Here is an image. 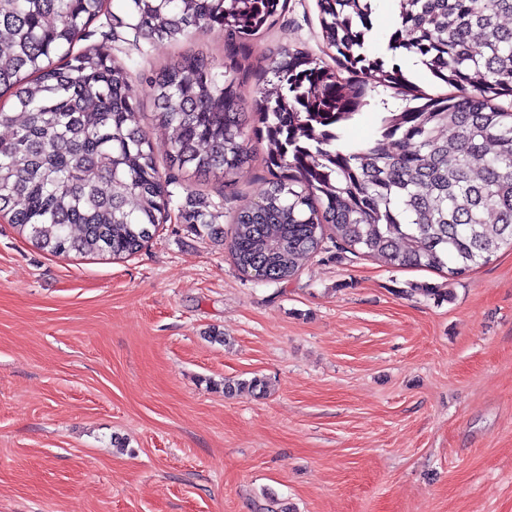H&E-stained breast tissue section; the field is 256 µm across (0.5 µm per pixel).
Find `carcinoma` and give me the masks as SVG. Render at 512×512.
<instances>
[{"label": "carcinoma", "mask_w": 512, "mask_h": 512, "mask_svg": "<svg viewBox=\"0 0 512 512\" xmlns=\"http://www.w3.org/2000/svg\"><path fill=\"white\" fill-rule=\"evenodd\" d=\"M111 2L0 0V97L14 103L0 108V213L40 248L135 255L171 218L169 186L208 175L227 189L259 157L270 178L229 244L257 283L290 280L326 239L452 280L512 250V0H396L387 50L455 93L386 113L374 144L347 150L333 144L367 97L413 88L367 52L372 0H316L324 57L279 46L258 69L253 41L287 0ZM102 15L152 42L224 29L222 60L182 56L146 78L165 174L128 68L104 40L74 51Z\"/></svg>", "instance_id": "carcinoma-1"}]
</instances>
